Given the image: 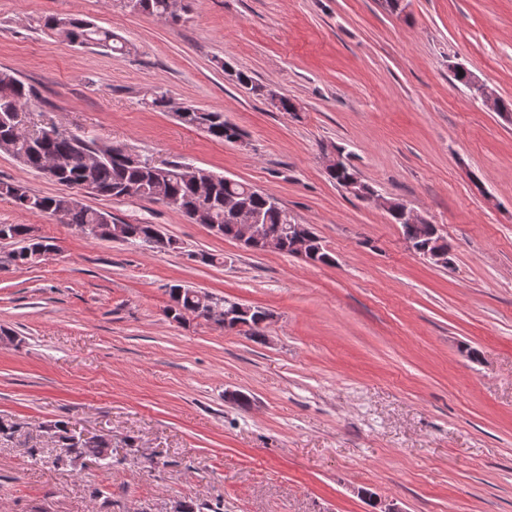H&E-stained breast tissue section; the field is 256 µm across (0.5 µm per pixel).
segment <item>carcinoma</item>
<instances>
[{"mask_svg":"<svg viewBox=\"0 0 512 512\" xmlns=\"http://www.w3.org/2000/svg\"><path fill=\"white\" fill-rule=\"evenodd\" d=\"M171 0H135L134 13H146L159 18H168ZM40 26L58 38L79 47H99L124 55L131 47L111 30L96 23L76 17L47 15L40 20ZM236 84L256 95H263V87L252 76L243 71L235 72ZM35 91L31 85L21 80L10 70H0V149L8 152L25 167L40 172L48 162L54 164L52 180L74 188L90 177L100 190V196L111 198H135L153 202L159 196L167 197L169 207L187 213V206L200 210L198 223L205 226L218 225L222 236L237 238V225L224 217V198L233 196L242 206L261 216L262 222L274 231L283 232L280 252L292 254L288 234L284 230L292 220L288 211L274 196L252 190V186L228 179L212 172L207 177L197 178L189 171L187 162H170L165 167L152 165L143 158L129 160L123 152L105 144L92 132L82 135L60 131L49 137L26 138L14 132L16 118L28 112ZM204 123L203 131L213 140L231 143L243 137L242 130L224 118V113L201 110V115H192L185 125L193 127L195 122ZM0 199L9 200L22 210L32 213L56 216L62 214L65 223L78 227L82 233L93 236V226L102 223L105 215L111 212L85 205L80 198L71 195H41L31 191L20 182L0 181ZM393 223L401 225L403 235L415 241L422 248L437 241L430 225L420 227L402 223L400 211L391 214ZM123 237L121 241L135 246H149L154 238L157 225L141 220L135 224L118 222ZM301 232L309 240L308 256L316 264L330 265L333 258L324 248L321 239L308 224L299 225ZM0 240H9L15 245L7 257L14 266H32L40 259L42 250L48 247L45 238L34 233L29 224H0ZM169 304L166 313L176 321L190 315L205 317L206 306L192 295L190 289L175 284L168 290ZM271 315L266 309H252L246 321L251 323L250 335L263 341L264 326L261 322ZM50 439L65 449V454L55 459V464L73 467L79 460L106 461L112 457V440L104 436L83 439L74 434L63 421L51 423L47 432Z\"/></svg>","mask_w":512,"mask_h":512,"instance_id":"cac0c4a2","label":"carcinoma"}]
</instances>
